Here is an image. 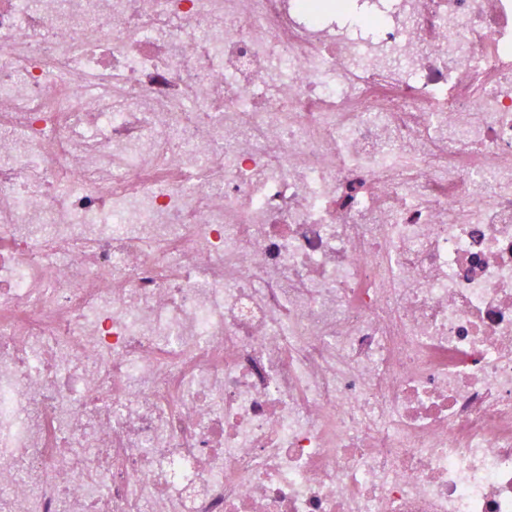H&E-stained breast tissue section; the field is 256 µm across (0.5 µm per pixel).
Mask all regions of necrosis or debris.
<instances>
[{
  "instance_id": "4bbe7bcc",
  "label": "necrosis or debris",
  "mask_w": 512,
  "mask_h": 512,
  "mask_svg": "<svg viewBox=\"0 0 512 512\" xmlns=\"http://www.w3.org/2000/svg\"><path fill=\"white\" fill-rule=\"evenodd\" d=\"M0 512H512V0H0Z\"/></svg>"
}]
</instances>
